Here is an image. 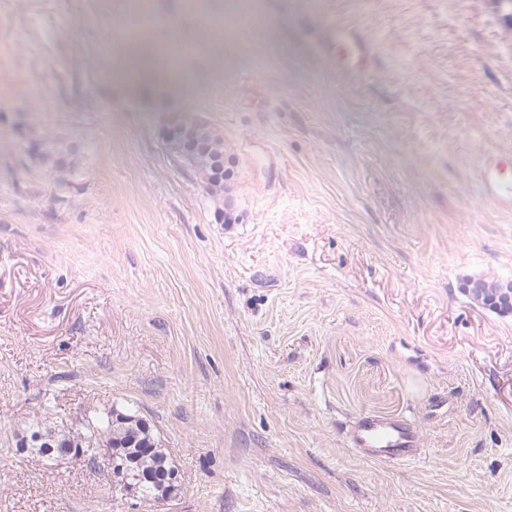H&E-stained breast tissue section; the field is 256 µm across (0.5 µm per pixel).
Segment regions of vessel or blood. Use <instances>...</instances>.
Here are the masks:
<instances>
[{"label": "vessel or blood", "mask_w": 512, "mask_h": 512, "mask_svg": "<svg viewBox=\"0 0 512 512\" xmlns=\"http://www.w3.org/2000/svg\"><path fill=\"white\" fill-rule=\"evenodd\" d=\"M326 50L341 46L351 54L365 50V42L351 27L330 25L323 37ZM483 184L486 196L499 208L512 211V179L503 176L498 156L487 155L483 163ZM349 443L359 453L380 461L412 462L422 452L418 436L405 421L389 420L371 415L361 416L349 434Z\"/></svg>", "instance_id": "1"}]
</instances>
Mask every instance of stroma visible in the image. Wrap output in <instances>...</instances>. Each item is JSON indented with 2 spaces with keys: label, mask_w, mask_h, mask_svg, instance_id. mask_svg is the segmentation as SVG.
<instances>
[{
  "label": "stroma",
  "mask_w": 512,
  "mask_h": 512,
  "mask_svg": "<svg viewBox=\"0 0 512 512\" xmlns=\"http://www.w3.org/2000/svg\"><path fill=\"white\" fill-rule=\"evenodd\" d=\"M0 0V512H512V31L489 0ZM367 56L335 62L328 23ZM188 52L165 81L130 56ZM224 140V196L166 147ZM126 408L181 475L162 508L17 443ZM425 454L372 461L360 414ZM323 41L326 52L342 46L356 56L366 49L364 40L354 29L346 25H336V23L325 30ZM499 157L488 154L483 163V184L486 196L499 208L512 211V179L502 175ZM505 280L488 281L483 278L467 279L463 285L468 288L464 295L478 306H486L491 300L500 294Z\"/></svg>",
  "instance_id": "obj_1"
}]
</instances>
